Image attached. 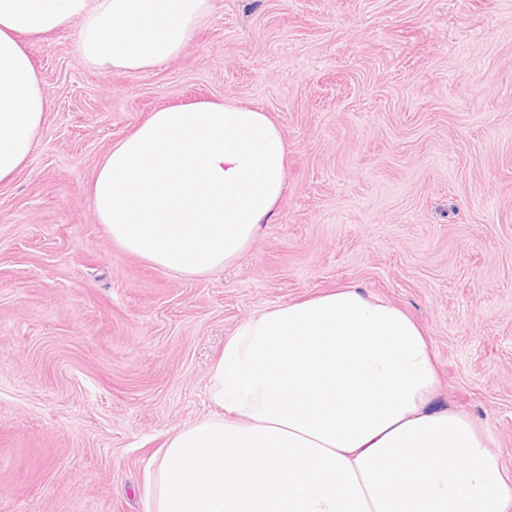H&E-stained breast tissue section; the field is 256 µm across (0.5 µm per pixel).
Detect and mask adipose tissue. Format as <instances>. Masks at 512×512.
Returning <instances> with one entry per match:
<instances>
[{
	"mask_svg": "<svg viewBox=\"0 0 512 512\" xmlns=\"http://www.w3.org/2000/svg\"><path fill=\"white\" fill-rule=\"evenodd\" d=\"M213 0H0V182L29 158L48 98L22 41L75 28L101 72L182 55ZM287 145L260 110L169 106L117 141L90 187L114 245L196 277L228 266L270 223ZM423 329L357 286L266 306L213 365L219 415L175 431L146 512H512V474L465 414L434 406Z\"/></svg>",
	"mask_w": 512,
	"mask_h": 512,
	"instance_id": "ef3b65f1",
	"label": "adipose tissue"
}]
</instances>
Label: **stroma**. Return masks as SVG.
I'll use <instances>...</instances> for the list:
<instances>
[{
	"mask_svg": "<svg viewBox=\"0 0 512 512\" xmlns=\"http://www.w3.org/2000/svg\"><path fill=\"white\" fill-rule=\"evenodd\" d=\"M74 39L28 40L49 108L0 183V512H145L232 331L341 284L426 329L438 405L512 472V0H214L147 73ZM202 100L268 112L288 188L240 259L187 278L115 246L89 187L149 112Z\"/></svg>",
	"mask_w": 512,
	"mask_h": 512,
	"instance_id": "1",
	"label": "stroma"
}]
</instances>
